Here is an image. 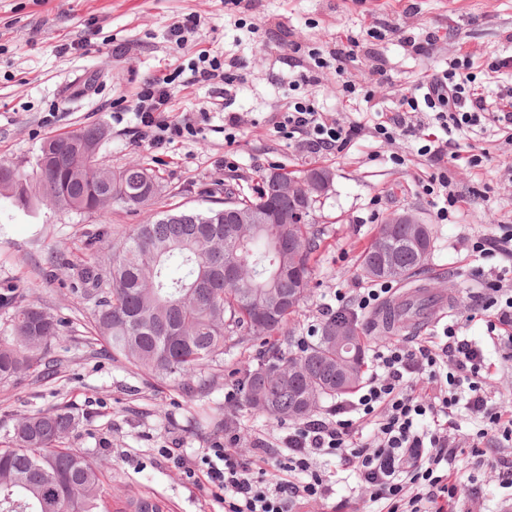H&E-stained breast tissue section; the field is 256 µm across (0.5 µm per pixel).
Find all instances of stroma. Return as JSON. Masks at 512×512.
I'll use <instances>...</instances> for the list:
<instances>
[{"instance_id": "1", "label": "stroma", "mask_w": 512, "mask_h": 512, "mask_svg": "<svg viewBox=\"0 0 512 512\" xmlns=\"http://www.w3.org/2000/svg\"><path fill=\"white\" fill-rule=\"evenodd\" d=\"M189 16L197 19L195 29L175 42L172 26ZM396 26L417 40L432 33L438 41L429 54H413L393 34ZM203 49L237 75L232 92L218 80L193 81L192 65ZM341 49L346 57L333 60L332 51ZM464 51L473 56L475 87L489 95L512 87V69L491 72L495 62L512 57V0H0V165L32 178L48 138L101 127L100 156L107 166L140 161L157 171L163 186L158 211L213 206L227 184L253 193L275 168L295 174L330 168L332 187L313 213L322 241L311 290L291 322L292 334L310 335L337 293L355 297L364 284L357 272L360 253L389 214L408 211L432 227L433 248L414 282L393 283L388 300L397 303L416 282L428 288L431 302L390 333L375 325L374 311L358 314L366 349L411 345L440 335L451 322L481 341L487 332L474 316V295L506 261L478 259L471 244L497 233L499 224L512 225V130L488 124L447 133L432 123L418 136L385 141L373 129L375 113L393 108L401 94ZM319 59L327 63L322 82H300ZM170 74L175 81L166 117L191 120L197 132L156 149L142 137L131 105L147 80ZM347 80L361 86L349 97L341 91ZM303 100L340 123L361 122L353 145L309 157L280 137L274 128L280 112ZM228 110L241 117L229 134ZM435 139L463 152H486L478 167L448 159L452 186L464 200L445 221L421 187L435 168L419 149ZM147 217V211L118 205L97 213L40 205L24 213L0 197V289L30 295L61 322L60 335L42 354L57 364L54 379L29 373L0 381V446L8 445L17 418L66 405L80 424L64 444L103 464L110 493L156 498L165 512H224L223 503L185 479L163 454L208 447L223 439V429L201 423L200 401L171 381L137 372L91 343L94 303L74 287V263L109 254L104 242L87 249L91 236L106 228L119 238ZM445 298L451 301L446 310L439 306ZM231 388L220 376L209 400L232 423L238 450L249 453L258 441L277 447L291 420L225 401ZM327 468L336 474V494L309 504V512H379L380 503L361 489L353 471L334 461ZM455 469L463 491L478 489L486 512H512V488L500 484L490 465L463 450Z\"/></svg>"}]
</instances>
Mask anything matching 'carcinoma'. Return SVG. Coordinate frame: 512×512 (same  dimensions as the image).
Returning <instances> with one entry per match:
<instances>
[{
    "label": "carcinoma",
    "instance_id": "cac0c4a2",
    "mask_svg": "<svg viewBox=\"0 0 512 512\" xmlns=\"http://www.w3.org/2000/svg\"><path fill=\"white\" fill-rule=\"evenodd\" d=\"M105 131L100 127L55 136L41 149L36 178L44 201L53 208L95 212L118 203L130 210L150 206L160 177L143 162L112 170L98 152ZM313 167L296 176H264L257 195L230 185L224 199L254 212L266 224H240L224 232V207L154 213L121 239L109 243L103 262L75 265L84 294L94 301V340L114 358L147 375L170 380L203 399L212 381L197 377L212 364L224 362L233 349L250 353L229 370L238 380L245 407L273 417L300 420L324 400L354 390L365 369V343L356 323L345 313H333L315 340H294L290 318L303 298L269 318L262 304L286 293L302 281L310 287L312 255L321 234L311 223L317 196L305 206L283 185L303 183L324 174ZM11 206L29 212L30 185L13 168L0 165V195ZM378 231L359 257L362 277L378 281L379 267L395 266L398 280L412 278L428 260L432 230L419 224H399L388 255L378 251ZM236 265L241 276L224 281V264ZM14 307L16 333L0 338V380L30 369L41 379L57 374L54 362H42L35 352L59 335L60 324L41 305L25 301L9 288L0 305ZM352 335L355 356L336 347V333ZM284 335L288 349L268 345ZM311 396L314 407L302 409ZM79 425L68 406L24 415L13 426L12 444L0 448V512H111L103 495V469L84 455L63 446V438Z\"/></svg>",
    "mask_w": 512,
    "mask_h": 512
}]
</instances>
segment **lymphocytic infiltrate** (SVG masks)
I'll use <instances>...</instances> for the list:
<instances>
[{"mask_svg":"<svg viewBox=\"0 0 512 512\" xmlns=\"http://www.w3.org/2000/svg\"><path fill=\"white\" fill-rule=\"evenodd\" d=\"M459 64L436 72L423 93L403 95L396 108L381 113L376 133L416 135L420 111H427L441 129L458 130L485 123L512 128V88L488 97L470 86ZM167 81H150L140 91L133 113L145 138L161 146L194 135L191 123L168 121ZM276 129L309 156L339 153L360 130L341 125L297 102L281 113ZM482 308L492 310L487 323L491 343L503 359H512V289L501 281L486 284ZM374 369L348 403L328 416L289 427L280 445L255 444L250 454L237 451V435L225 429L223 440L196 455H176L173 466L189 479H204L224 502V512H292L298 505L331 498L332 482L319 465L333 456L358 475L372 498L386 512H448L459 502V483L449 467L457 441L448 433L447 418L465 408L482 423L469 440L483 455L492 438H512V411L488 399L483 384L490 374L481 345L446 325L439 340L414 346L388 345L373 354ZM372 432L357 440L360 421Z\"/></svg>","mask_w":512,"mask_h":512,"instance_id":"f902f5d3","label":"lymphocytic infiltrate"}]
</instances>
